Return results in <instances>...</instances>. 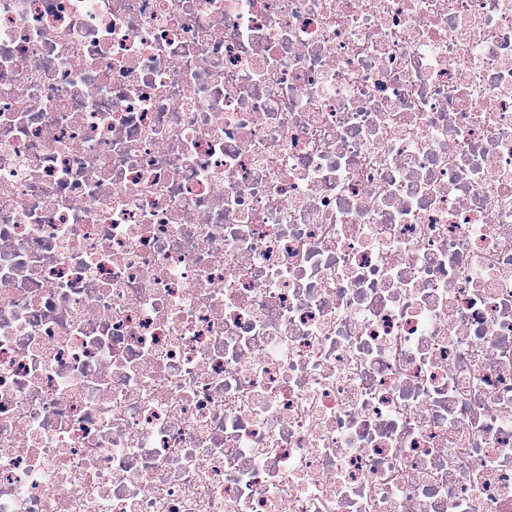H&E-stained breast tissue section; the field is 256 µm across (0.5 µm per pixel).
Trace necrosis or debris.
Wrapping results in <instances>:
<instances>
[{
  "label": "necrosis or debris",
  "instance_id": "4bbe7bcc",
  "mask_svg": "<svg viewBox=\"0 0 512 512\" xmlns=\"http://www.w3.org/2000/svg\"><path fill=\"white\" fill-rule=\"evenodd\" d=\"M0 512H512V0H0Z\"/></svg>",
  "mask_w": 512,
  "mask_h": 512
}]
</instances>
